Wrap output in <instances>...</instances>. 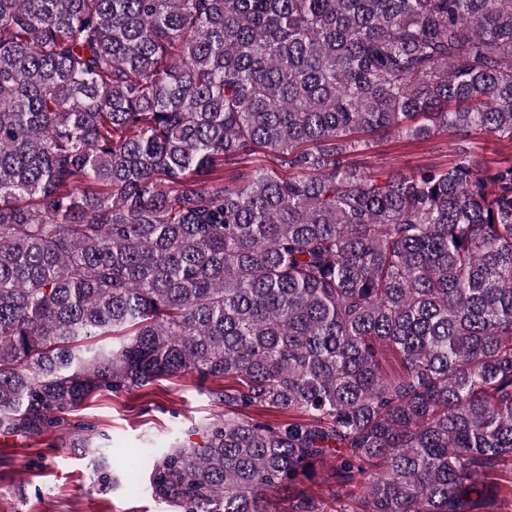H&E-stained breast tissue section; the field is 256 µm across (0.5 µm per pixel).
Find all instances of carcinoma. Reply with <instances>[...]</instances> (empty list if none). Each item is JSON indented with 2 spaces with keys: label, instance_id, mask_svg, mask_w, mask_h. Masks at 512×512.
I'll use <instances>...</instances> for the list:
<instances>
[{
  "label": "carcinoma",
  "instance_id": "cac0c4a2",
  "mask_svg": "<svg viewBox=\"0 0 512 512\" xmlns=\"http://www.w3.org/2000/svg\"><path fill=\"white\" fill-rule=\"evenodd\" d=\"M473 129L512 141V0H0V433L190 374L235 386L153 457L174 512L326 458L334 512L512 495V162L360 137ZM459 145L471 156L489 165L506 157L512 158V143L508 139L471 132L462 142L446 134L428 140L381 135L375 137L368 161L371 168L380 173L409 171L423 166L446 167L458 158L456 148Z\"/></svg>",
  "mask_w": 512,
  "mask_h": 512
}]
</instances>
